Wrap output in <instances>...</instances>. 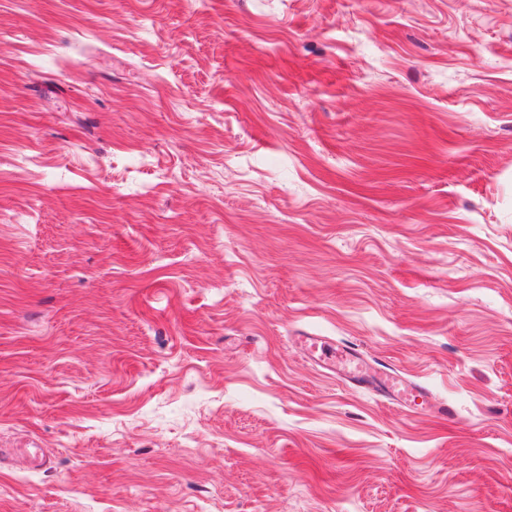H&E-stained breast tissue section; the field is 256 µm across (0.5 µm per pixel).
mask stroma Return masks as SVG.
I'll return each mask as SVG.
<instances>
[{
    "label": "stroma",
    "instance_id": "stroma-1",
    "mask_svg": "<svg viewBox=\"0 0 512 512\" xmlns=\"http://www.w3.org/2000/svg\"><path fill=\"white\" fill-rule=\"evenodd\" d=\"M0 512H512V0H0ZM325 358L335 364V358L338 373L341 378H348L353 384H363L367 378H372V369L368 367L367 363L361 357V354L353 347L345 346L336 353L331 351L329 357L324 354ZM342 369H339V367ZM380 389L390 400L404 404L416 403L418 399L428 400V392L422 386L406 381L398 375L384 373L375 377ZM425 402V401H424Z\"/></svg>",
    "mask_w": 512,
    "mask_h": 512
}]
</instances>
